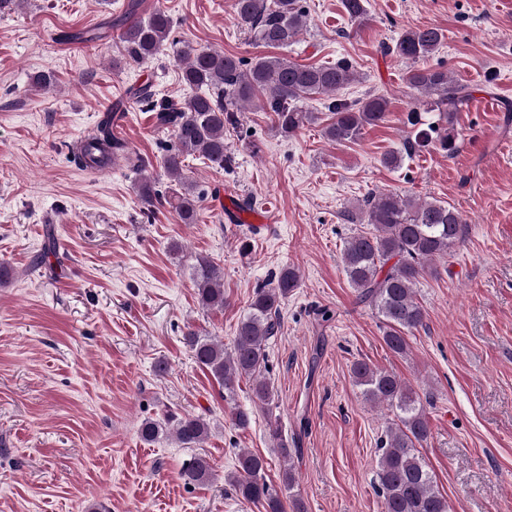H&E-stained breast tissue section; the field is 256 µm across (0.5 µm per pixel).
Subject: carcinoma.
Returning a JSON list of instances; mask_svg holds the SVG:
<instances>
[{
	"instance_id": "cac0c4a2",
	"label": "carcinoma",
	"mask_w": 512,
	"mask_h": 512,
	"mask_svg": "<svg viewBox=\"0 0 512 512\" xmlns=\"http://www.w3.org/2000/svg\"><path fill=\"white\" fill-rule=\"evenodd\" d=\"M341 5L357 26L368 23L365 0H341ZM139 6V0H131L127 14L112 20V27L121 30L123 59L136 65L166 48L173 27L171 18L161 10L144 20L135 18ZM234 14L238 24L255 40L273 48L288 47L307 26L300 0H234ZM443 39L442 30L436 27L409 28L391 51L401 60L415 63L437 52ZM177 58L183 62V83L196 93L181 102L158 100L146 87L139 95V104L155 113L159 126L172 129L176 146L163 157L162 167L179 191L167 199L144 177L140 195L149 207L171 205L184 224L196 223L200 197L184 173L183 156L197 153L219 168L229 164L224 134L237 128L238 113L256 99H265L277 132L285 138L294 136L312 120V113L302 103L314 95L333 97L328 104L330 120L324 127V136L330 141L354 140L365 127L377 126L387 118L388 103L382 95L354 104L334 98L355 79L351 64L344 59L318 65L300 64L284 55H263L247 64L234 55L200 50L189 43L178 48ZM406 81L427 98L430 110L443 113V119L448 121L447 126L436 131L419 130L411 148L436 143L442 150L454 152V113L467 98V87L448 76V71L438 69L412 67ZM97 139L94 151L86 153L89 164L110 165L112 159L122 157L134 169L144 165L124 142L112 136L109 122L101 123ZM359 215L371 229L345 241L344 271L360 302L372 306L381 317L388 349L404 358L410 351L409 335L423 326L426 317L415 286L421 278L436 274L434 262L459 246L466 220L448 203L419 200L393 191L367 197L359 207ZM393 258L396 262L391 265ZM193 281L202 308L224 309V273L217 264L207 257L197 258ZM298 287L299 274L290 266L259 284L227 348L223 341L195 329L184 333L195 362L224 388V400L231 405V420L240 428L250 424L251 414L236 405L234 383L241 378L251 380L258 403L269 404L272 387L266 376L267 349L281 327V303ZM351 377L367 403L391 415L377 443L374 489L382 498L383 512H449L448 499L440 492L420 452L431 428L419 394L396 372L364 360L353 362ZM268 427L283 461L282 487L277 489L267 482V462L247 448L238 450L235 469L225 480L243 501L261 503L265 512H286L283 492L292 491L296 483L292 452L282 438L279 419L269 418ZM209 434V422L191 414L148 417L139 427L140 438L147 444L171 436L183 448L200 447ZM212 476V466L202 456L192 458L181 471L187 484L204 483Z\"/></svg>"
}]
</instances>
